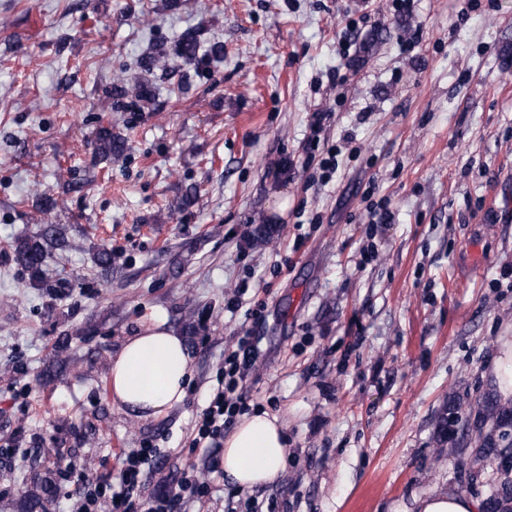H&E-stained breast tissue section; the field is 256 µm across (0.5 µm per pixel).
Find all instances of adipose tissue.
Segmentation results:
<instances>
[{
	"label": "adipose tissue",
	"instance_id": "ef3b65f1",
	"mask_svg": "<svg viewBox=\"0 0 512 512\" xmlns=\"http://www.w3.org/2000/svg\"><path fill=\"white\" fill-rule=\"evenodd\" d=\"M190 364L181 337L165 320H156L127 338L115 355L112 401L145 419L163 417L184 400ZM287 463L283 426L267 412L244 415L224 439V476L239 491L277 483Z\"/></svg>",
	"mask_w": 512,
	"mask_h": 512
}]
</instances>
